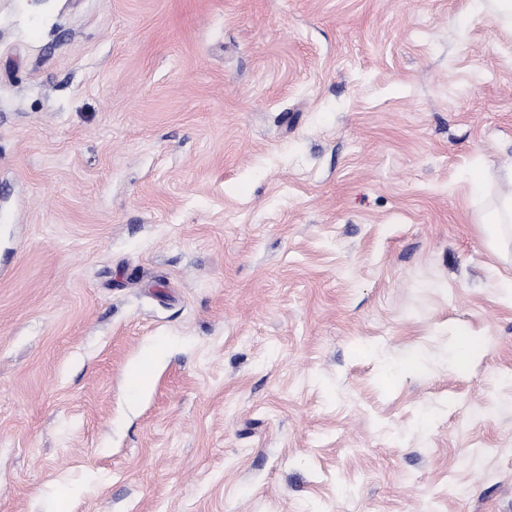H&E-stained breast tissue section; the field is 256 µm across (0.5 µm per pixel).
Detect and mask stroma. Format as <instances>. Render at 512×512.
Listing matches in <instances>:
<instances>
[{
	"mask_svg": "<svg viewBox=\"0 0 512 512\" xmlns=\"http://www.w3.org/2000/svg\"><path fill=\"white\" fill-rule=\"evenodd\" d=\"M510 167L474 0H0V512H512Z\"/></svg>",
	"mask_w": 512,
	"mask_h": 512,
	"instance_id": "1",
	"label": "stroma"
}]
</instances>
